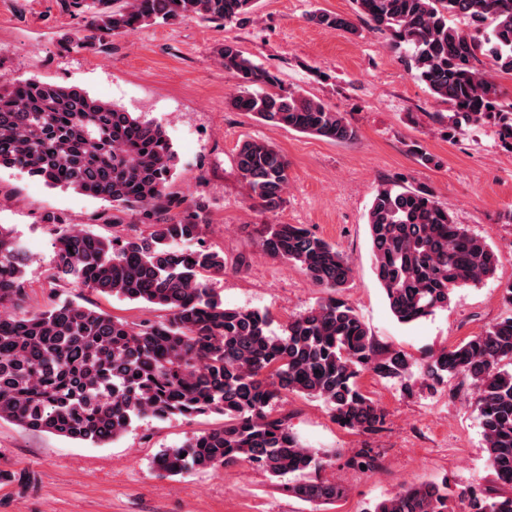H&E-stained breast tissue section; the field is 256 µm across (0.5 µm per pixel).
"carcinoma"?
I'll return each instance as SVG.
<instances>
[{"label": "carcinoma", "instance_id": "1", "mask_svg": "<svg viewBox=\"0 0 512 512\" xmlns=\"http://www.w3.org/2000/svg\"><path fill=\"white\" fill-rule=\"evenodd\" d=\"M255 0H64L105 34L200 16L231 24ZM357 14L437 100L448 103V132L491 124L512 145V104L481 67L490 57L512 74V0H354ZM309 20L355 31L351 19L316 10ZM240 90L230 105L259 121L335 142L356 130L339 112L298 91H273L277 77L231 40L217 49ZM176 153L165 129L75 86L36 78H0V169L22 168L52 189L111 204L112 223L135 211L150 231L119 240L48 214L56 229L57 272L77 288L165 312L136 326L69 299L22 316L0 313V421L100 447L147 417L215 413L224 426L202 431L153 457L161 476L246 461L265 467L295 497L334 503L346 489L320 481L325 461L300 445L273 414L283 393L322 401L342 427L379 430L384 409L358 385L364 372L403 380L415 365L381 346L355 309L337 297L353 274L349 256L300 224H267L259 246L299 267L325 297L272 328L269 313L226 307L205 275L224 271V254L190 250L202 207L171 190ZM236 165L247 197L273 212L285 202L289 165L271 144L245 140ZM373 270L388 307L403 325L444 310L459 288L496 273L499 257L481 236L455 221L428 190L380 184L367 212ZM25 257L0 225V307L27 297ZM434 384L458 379L473 388L487 462L507 493L468 495L469 512H512V317L430 356ZM373 512H449L448 485L408 487Z\"/></svg>", "mask_w": 512, "mask_h": 512}]
</instances>
